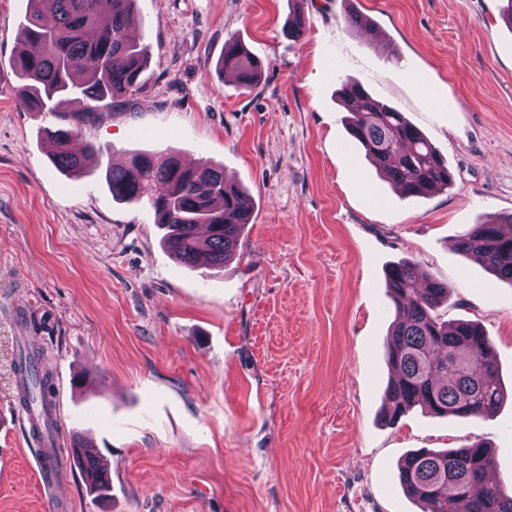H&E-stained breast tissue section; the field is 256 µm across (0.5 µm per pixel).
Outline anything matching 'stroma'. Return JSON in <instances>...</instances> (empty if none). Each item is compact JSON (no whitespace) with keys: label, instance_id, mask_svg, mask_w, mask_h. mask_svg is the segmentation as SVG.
<instances>
[{"label":"stroma","instance_id":"obj_1","mask_svg":"<svg viewBox=\"0 0 512 512\" xmlns=\"http://www.w3.org/2000/svg\"><path fill=\"white\" fill-rule=\"evenodd\" d=\"M27 0H0V414L13 415L20 316L39 326L69 459L110 467L91 494L65 469L50 501L25 427L0 430V512H419L398 481L418 448L483 441L512 482V400L463 423L381 420L394 319L385 273L410 258L448 284L442 320L478 322L512 390V284L455 250L470 224L512 220V28L503 0H137L144 84L83 126L93 163L51 159L58 117L13 95ZM302 11L305 33L288 20ZM369 17L355 32L347 14ZM264 69L242 89L228 39ZM360 81L448 158L454 185L402 197L347 131ZM223 166L253 200L224 271L180 266L147 203L105 173L138 153ZM93 372L92 388L72 377ZM72 448L84 449V455L87 456L86 465L89 469L85 467L83 459H80L77 463L78 468L81 470L85 482L94 489L101 491L97 496H105L109 485V473L107 469L97 466L99 457L96 450L88 447L81 437L74 438Z\"/></svg>","mask_w":512,"mask_h":512}]
</instances>
